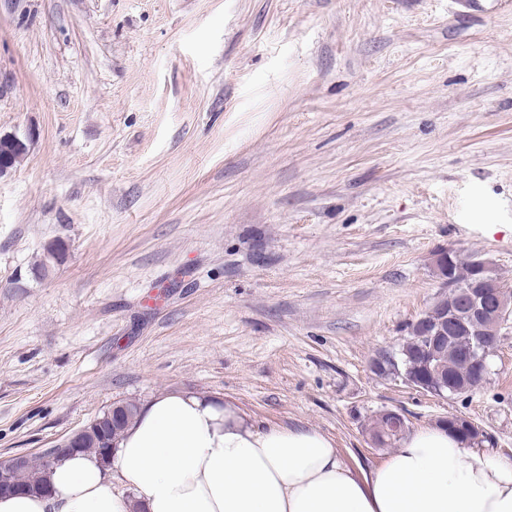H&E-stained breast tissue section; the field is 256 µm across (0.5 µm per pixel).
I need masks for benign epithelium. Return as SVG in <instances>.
Here are the masks:
<instances>
[{
	"mask_svg": "<svg viewBox=\"0 0 512 512\" xmlns=\"http://www.w3.org/2000/svg\"><path fill=\"white\" fill-rule=\"evenodd\" d=\"M431 265L442 287L448 289L447 297L438 300L422 312L409 326V333L422 341V353L425 361L421 367L431 370V361L439 349L451 345L457 337H470V347L466 355L474 364V378L460 381L446 373L439 375V387L429 389L418 375L413 372H401L395 358H389L393 379L416 391L435 396L443 395L448 389L453 393H465L477 387L488 375L487 356L499 336L503 324L512 315V295L506 291V285L494 273L491 263L481 257H475L472 274L463 284L453 282L451 276L452 252L442 249L432 255ZM127 411L124 403H113L105 410V415L71 433L59 445L48 449L33 459L25 453H16L0 458V494L23 490L13 480V473L33 461L48 470L63 461L65 456L80 448L88 439L99 441L105 446L101 460L108 462L112 456L107 438V423L118 421ZM438 422L461 432L465 444L472 446L485 439L484 430L470 418L461 414H452L438 419Z\"/></svg>",
	"mask_w": 512,
	"mask_h": 512,
	"instance_id": "1",
	"label": "benign epithelium"
}]
</instances>
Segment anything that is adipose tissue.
<instances>
[{
    "instance_id": "adipose-tissue-1",
    "label": "adipose tissue",
    "mask_w": 512,
    "mask_h": 512,
    "mask_svg": "<svg viewBox=\"0 0 512 512\" xmlns=\"http://www.w3.org/2000/svg\"><path fill=\"white\" fill-rule=\"evenodd\" d=\"M48 480L47 493L0 495V512H512V460L445 426L364 471L315 428L182 391L140 410L109 466L76 452Z\"/></svg>"
}]
</instances>
